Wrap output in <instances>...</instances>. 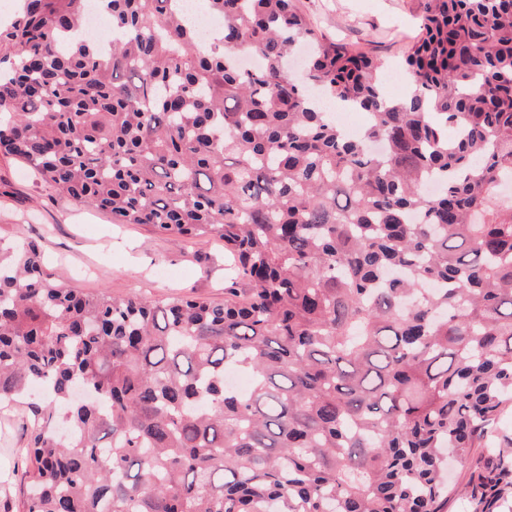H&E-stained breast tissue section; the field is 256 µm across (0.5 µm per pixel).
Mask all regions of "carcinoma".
I'll return each instance as SVG.
<instances>
[{
  "label": "carcinoma",
  "mask_w": 512,
  "mask_h": 512,
  "mask_svg": "<svg viewBox=\"0 0 512 512\" xmlns=\"http://www.w3.org/2000/svg\"><path fill=\"white\" fill-rule=\"evenodd\" d=\"M88 2L26 0L0 30V150L114 224L223 240L231 285L222 305L84 293L38 242H0V404L31 420L22 512H441L451 490L499 508L512 0H426L401 99L293 0H207L209 43L182 0H94L107 49ZM324 99L368 114L361 138ZM480 448L496 465L450 488L448 461Z\"/></svg>",
  "instance_id": "carcinoma-1"
}]
</instances>
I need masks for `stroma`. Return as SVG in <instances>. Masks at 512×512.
Wrapping results in <instances>:
<instances>
[{
	"label": "stroma",
	"instance_id": "stroma-1",
	"mask_svg": "<svg viewBox=\"0 0 512 512\" xmlns=\"http://www.w3.org/2000/svg\"><path fill=\"white\" fill-rule=\"evenodd\" d=\"M425 0H296L319 40L361 49L386 66L385 91L403 96L401 64L422 34ZM43 239L48 264L86 292L108 289L165 300L194 295L224 299V243L199 240L184 248L142 224L115 226L109 213L76 204L45 184L26 163L0 154V240L17 233ZM27 425L0 407V512H17L25 486L18 451Z\"/></svg>",
	"mask_w": 512,
	"mask_h": 512
}]
</instances>
